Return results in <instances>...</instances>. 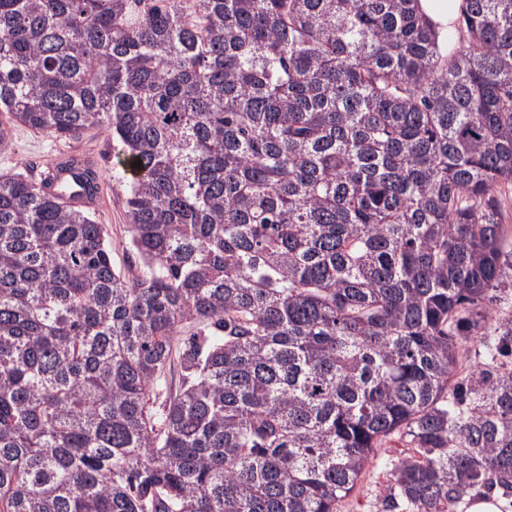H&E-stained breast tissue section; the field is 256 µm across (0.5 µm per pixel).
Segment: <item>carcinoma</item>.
<instances>
[{"instance_id": "cac0c4a2", "label": "carcinoma", "mask_w": 512, "mask_h": 512, "mask_svg": "<svg viewBox=\"0 0 512 512\" xmlns=\"http://www.w3.org/2000/svg\"><path fill=\"white\" fill-rule=\"evenodd\" d=\"M457 41L418 0H0V145L109 135L144 267L0 173V512H338L395 437L414 512L512 496V0Z\"/></svg>"}]
</instances>
